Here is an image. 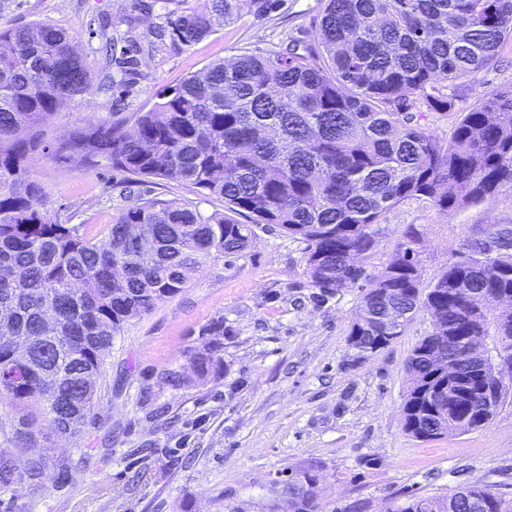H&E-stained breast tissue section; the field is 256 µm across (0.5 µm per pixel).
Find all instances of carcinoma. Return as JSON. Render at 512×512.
<instances>
[{"instance_id":"1","label":"carcinoma","mask_w":512,"mask_h":512,"mask_svg":"<svg viewBox=\"0 0 512 512\" xmlns=\"http://www.w3.org/2000/svg\"><path fill=\"white\" fill-rule=\"evenodd\" d=\"M282 0H200L168 13L150 30L157 40L190 45L244 15L264 16ZM512 38V0H326L319 42L289 41L265 54L219 61L161 91V101L122 123L90 121L55 147L42 126L90 85V73L63 30L0 26V404L24 412L14 449L0 451V502L23 506L48 458L27 452L43 417L64 435L84 427L97 379L124 325L177 294L205 259L238 254L255 228L299 239L304 273L323 294L366 278L387 211L409 199L438 212L461 210L512 189V89L486 94L456 116L450 137L422 127L419 97L433 111L451 106L443 83L499 62ZM63 153L80 166L107 160L133 176L186 183L224 202V213L161 199L125 209L107 233L87 238L54 220L44 186L29 167L36 153ZM148 225L154 245L135 229ZM413 227L389 264L369 280L348 346L361 355L382 318L425 309L432 331L408 359L404 431L420 440L486 426L512 381V310L489 317L480 298H512V224H488L466 238L431 283L422 278ZM494 332L506 357L496 365L461 358L450 336ZM195 352L200 379L221 371L224 325ZM446 356L454 377L434 362ZM321 466L287 476L292 512H321ZM397 512H512L491 485L445 497L414 496Z\"/></svg>"}]
</instances>
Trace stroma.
Returning <instances> with one entry per match:
<instances>
[{
  "mask_svg": "<svg viewBox=\"0 0 512 512\" xmlns=\"http://www.w3.org/2000/svg\"><path fill=\"white\" fill-rule=\"evenodd\" d=\"M132 0H0V25L39 23L68 32L90 71V91L56 111L45 127L50 143L88 120L133 125L166 87L210 63L263 54L293 38L318 42L324 0H286L282 9L243 16L188 46L141 51L135 71L103 84L100 50L122 53L144 41L169 5L152 16ZM512 89V44L497 66L448 85L454 105L426 114L427 128L449 137L457 113L486 93ZM51 216L102 237L140 198H162L223 211L175 181L139 178L107 161L80 167L59 154L34 156ZM512 222V190L464 210L436 211L408 200L386 213L368 277L325 298L304 274V245L276 229H257L245 251L205 260L184 288L127 323L116 336L97 381V398L80 434L61 436L46 420L33 445L50 464L38 490H21L27 512H264L274 481L311 461L322 465L325 512H394L413 495L445 496L458 487L489 484L512 499V391L491 422L477 431L431 441L403 430L409 386L406 361L432 329L416 313L390 346L357 357L347 344L369 277L390 260L407 225L420 237L425 281L454 258L477 224ZM223 323L224 370L193 380L192 354ZM180 382L172 384L168 374Z\"/></svg>",
  "mask_w": 512,
  "mask_h": 512,
  "instance_id": "stroma-1",
  "label": "stroma"
}]
</instances>
